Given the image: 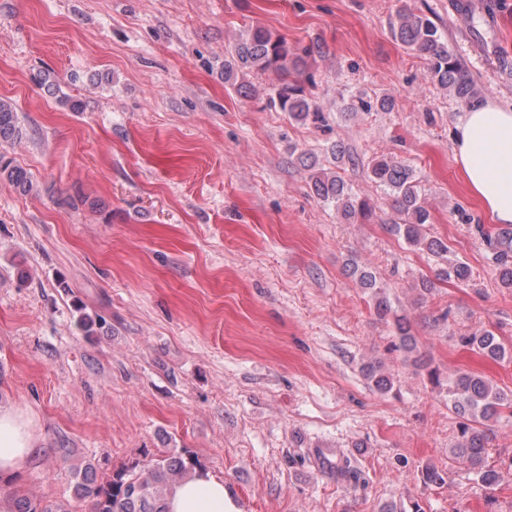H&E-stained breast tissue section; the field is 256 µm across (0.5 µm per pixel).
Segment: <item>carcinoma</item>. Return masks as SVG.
Returning <instances> with one entry per match:
<instances>
[{"label": "carcinoma", "mask_w": 512, "mask_h": 512, "mask_svg": "<svg viewBox=\"0 0 512 512\" xmlns=\"http://www.w3.org/2000/svg\"><path fill=\"white\" fill-rule=\"evenodd\" d=\"M394 35L403 44L429 62L432 81L452 92L464 102L480 95V90L469 70L448 51L436 24L427 17L402 14ZM315 48L306 47L297 52L286 40L269 30L256 27L240 38L224 57V83L248 97L255 88L247 80L250 73L274 72L279 84L269 93L268 105L288 113L290 119L306 123L324 121L321 111L304 95L303 87L288 80L291 73L301 74L306 59L314 56ZM390 106L388 100L378 102L355 96L347 105L349 112H370ZM22 134L16 107L0 98V143L9 142ZM311 170L309 188L324 203H333L344 219H366L373 213L367 199L351 193L345 181L332 171L317 167V161L308 164ZM369 178L391 191L395 210L401 223L390 225V230L411 246H420L432 255L448 254V245L438 238L424 234L430 213L424 205L422 191L410 169L394 160L382 159L368 167ZM6 180L20 192L34 187L30 173L0 154V180ZM476 231L486 243L498 270L501 285L512 288V230L495 233L476 225ZM362 287L375 291L376 313L383 320L392 315L391 306L377 291L376 276L351 263ZM394 316V315H392ZM399 345L397 348L413 358L417 366L423 364L417 343L410 334L405 318L394 316ZM461 345L493 361L505 357V348L489 329H479L460 339ZM365 378L381 393L392 390L394 377L381 362L363 365ZM431 378L441 385L440 375L433 371ZM448 407L461 418L460 435L451 457L469 463L478 481L486 487L498 482V471L486 463L487 435L484 427L501 416L504 410L512 412V392L499 389L488 378L468 370H459L446 383ZM200 466L197 455L184 449L173 455L144 456L111 469L99 464L77 463L74 471L73 495L69 499L48 500L13 486V481L0 479V504L4 512H78L81 503H90V512H167L166 497L172 486Z\"/></svg>", "instance_id": "1"}]
</instances>
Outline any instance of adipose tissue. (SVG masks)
<instances>
[{"label": "adipose tissue", "mask_w": 512, "mask_h": 512, "mask_svg": "<svg viewBox=\"0 0 512 512\" xmlns=\"http://www.w3.org/2000/svg\"><path fill=\"white\" fill-rule=\"evenodd\" d=\"M455 160L492 221L512 224V103L465 108L456 125ZM37 446L34 413L0 406V475L21 471ZM167 507L168 512H237L223 479L203 469L172 487Z\"/></svg>", "instance_id": "adipose-tissue-1"}]
</instances>
